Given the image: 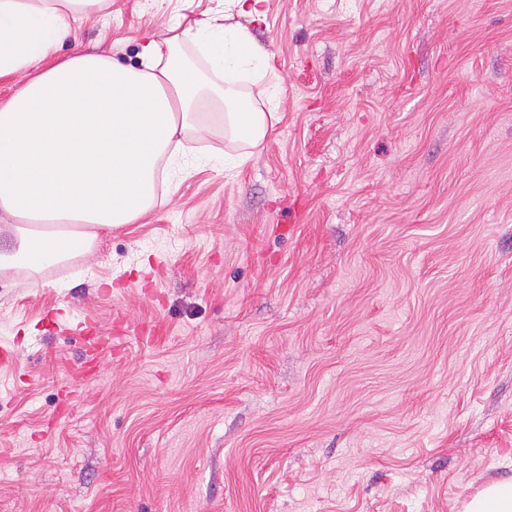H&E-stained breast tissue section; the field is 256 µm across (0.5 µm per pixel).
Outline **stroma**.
<instances>
[{
	"label": "stroma",
	"mask_w": 512,
	"mask_h": 512,
	"mask_svg": "<svg viewBox=\"0 0 512 512\" xmlns=\"http://www.w3.org/2000/svg\"><path fill=\"white\" fill-rule=\"evenodd\" d=\"M224 0H112L138 65ZM280 120L0 273V512H463L512 478V0H266ZM91 322L113 352L91 364Z\"/></svg>",
	"instance_id": "obj_1"
}]
</instances>
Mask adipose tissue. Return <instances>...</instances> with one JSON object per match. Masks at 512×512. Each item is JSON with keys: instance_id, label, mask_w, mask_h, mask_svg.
<instances>
[{"instance_id": "1", "label": "adipose tissue", "mask_w": 512, "mask_h": 512, "mask_svg": "<svg viewBox=\"0 0 512 512\" xmlns=\"http://www.w3.org/2000/svg\"><path fill=\"white\" fill-rule=\"evenodd\" d=\"M265 0H224L223 15L170 20L162 39L141 46L139 67L104 56L58 52L112 0H0V80L15 82L0 103V223L15 248L0 272L37 273L99 231L131 224L160 205V166L174 168L188 132L210 127L191 107L204 87L223 106L224 139L242 144L224 165L240 166L278 120L268 52L249 26ZM192 45L205 67L175 55ZM68 221L34 235V223Z\"/></svg>"}]
</instances>
